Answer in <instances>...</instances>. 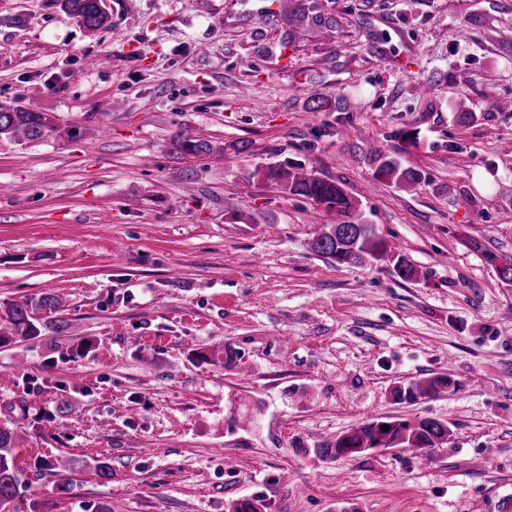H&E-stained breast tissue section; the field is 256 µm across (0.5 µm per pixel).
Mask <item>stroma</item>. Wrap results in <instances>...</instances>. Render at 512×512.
I'll list each match as a JSON object with an SVG mask.
<instances>
[{"label": "stroma", "mask_w": 512, "mask_h": 512, "mask_svg": "<svg viewBox=\"0 0 512 512\" xmlns=\"http://www.w3.org/2000/svg\"><path fill=\"white\" fill-rule=\"evenodd\" d=\"M316 5L335 28L288 26L277 0H108L111 27L90 31L55 0H0V102L59 127L0 141V303L53 293L70 323L0 346L25 502L512 512V286L487 260L512 259V0ZM181 133L213 153H177ZM370 148L423 180L378 176ZM287 160L343 182L417 281L312 253L335 217L266 179ZM227 345L236 367L199 361ZM443 374L440 394L391 396ZM415 417L452 430L429 464L314 455Z\"/></svg>", "instance_id": "stroma-1"}]
</instances>
